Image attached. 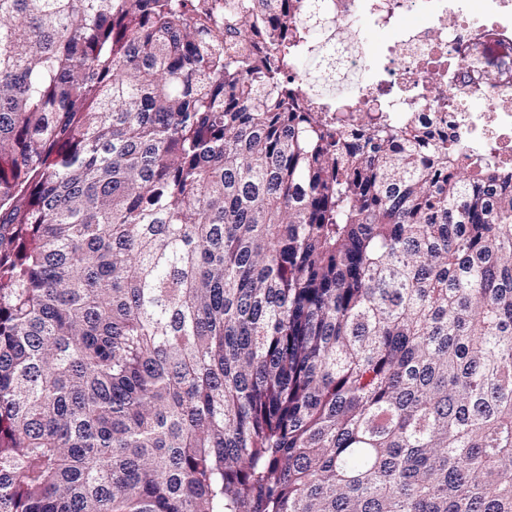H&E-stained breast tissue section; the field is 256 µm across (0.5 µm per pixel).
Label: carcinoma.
<instances>
[{"mask_svg":"<svg viewBox=\"0 0 512 512\" xmlns=\"http://www.w3.org/2000/svg\"><path fill=\"white\" fill-rule=\"evenodd\" d=\"M325 0H0V512H512V173L327 112Z\"/></svg>","mask_w":512,"mask_h":512,"instance_id":"1","label":"carcinoma"}]
</instances>
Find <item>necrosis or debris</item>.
I'll list each match as a JSON object with an SVG mask.
<instances>
[{
	"mask_svg": "<svg viewBox=\"0 0 512 512\" xmlns=\"http://www.w3.org/2000/svg\"><path fill=\"white\" fill-rule=\"evenodd\" d=\"M333 33L301 37L299 59L327 61L330 75L349 73L352 83L334 110L362 103L384 112L389 123L426 122L439 114L440 137L464 150L473 166L512 170V54L488 67L482 48L512 44V0H330ZM421 15L414 26L410 15ZM387 31L382 52L365 47V30ZM438 81H427V72ZM489 102L473 111L474 100Z\"/></svg>",
	"mask_w": 512,
	"mask_h": 512,
	"instance_id": "obj_1",
	"label": "necrosis or debris"
}]
</instances>
